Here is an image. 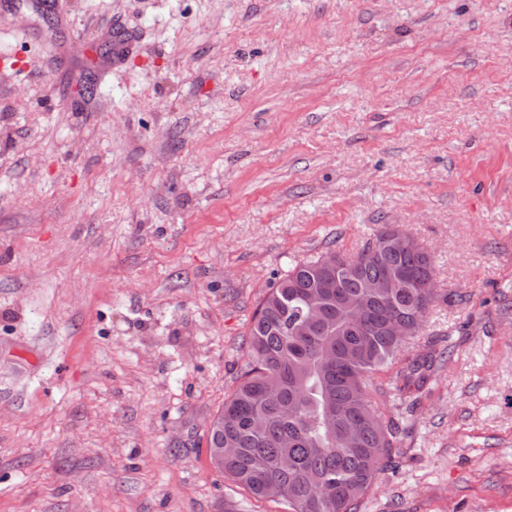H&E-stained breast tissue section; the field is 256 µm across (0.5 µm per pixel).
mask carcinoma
<instances>
[{
    "label": "carcinoma",
    "instance_id": "1",
    "mask_svg": "<svg viewBox=\"0 0 512 512\" xmlns=\"http://www.w3.org/2000/svg\"><path fill=\"white\" fill-rule=\"evenodd\" d=\"M383 224L343 266L317 255L296 263L260 300L249 329V369L209 429L210 458L258 500L289 512H356L390 456L394 435L368 387L397 367L380 392L420 390L435 363L412 346L431 305V254ZM382 287L377 288L375 284ZM400 320V334L385 330Z\"/></svg>",
    "mask_w": 512,
    "mask_h": 512
}]
</instances>
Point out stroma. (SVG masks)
<instances>
[{
    "instance_id": "35a3bbf8",
    "label": "stroma",
    "mask_w": 512,
    "mask_h": 512,
    "mask_svg": "<svg viewBox=\"0 0 512 512\" xmlns=\"http://www.w3.org/2000/svg\"><path fill=\"white\" fill-rule=\"evenodd\" d=\"M381 224L448 298L357 512H512V0H0V512H284L210 423Z\"/></svg>"
}]
</instances>
